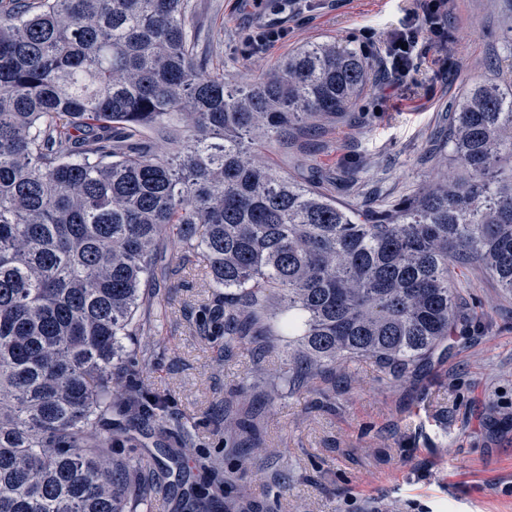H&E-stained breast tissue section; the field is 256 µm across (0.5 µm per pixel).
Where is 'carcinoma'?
Instances as JSON below:
<instances>
[{
	"mask_svg": "<svg viewBox=\"0 0 512 512\" xmlns=\"http://www.w3.org/2000/svg\"><path fill=\"white\" fill-rule=\"evenodd\" d=\"M191 0H0V512H149L113 455L125 340L161 276L196 270L200 336L260 361L285 400L371 363L417 376L465 320L450 267L512 292V63L454 104L455 174L368 213L261 158L352 107L349 44L305 46L246 85L198 50ZM169 141L164 155L155 142ZM162 398L134 399L153 415ZM192 436L164 449L175 465ZM209 486L182 502L196 512Z\"/></svg>",
	"mask_w": 512,
	"mask_h": 512,
	"instance_id": "carcinoma-1",
	"label": "carcinoma"
}]
</instances>
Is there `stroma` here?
<instances>
[{
    "mask_svg": "<svg viewBox=\"0 0 512 512\" xmlns=\"http://www.w3.org/2000/svg\"><path fill=\"white\" fill-rule=\"evenodd\" d=\"M194 21L230 77L252 81L302 45L339 40L360 46L361 29L383 41L405 0H192ZM259 26L286 29L284 40L245 57L239 43ZM456 46L450 64L428 56L400 84L373 72L352 110L325 123L306 147L272 145L267 160L300 178L314 169L343 201L372 206L419 191L443 172L431 153L448 127V107L466 83L491 79L512 30V0H456L448 15ZM465 321L435 352L421 377L399 382L366 365L358 375L315 381L284 404L267 401L280 359L253 362L247 350L224 356V339L195 331L206 290L194 271L158 284L166 308L139 317L152 332L131 340L127 378L144 394L165 397L162 419L113 413L112 428L135 438L150 463L174 446L180 428L193 439L185 478L166 480L152 512H181L192 488L213 485L207 512H223L220 484L238 468L247 512H512V293L483 269L453 267ZM252 390L236 392L241 378ZM249 420L259 447L226 446L225 405Z\"/></svg>",
    "mask_w": 512,
    "mask_h": 512,
    "instance_id": "35a3bbf8",
    "label": "stroma"
}]
</instances>
